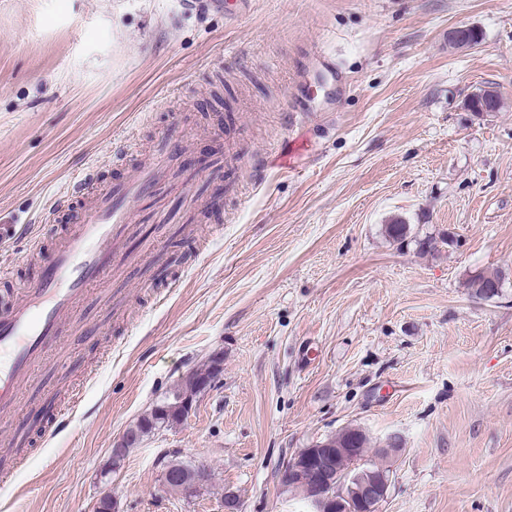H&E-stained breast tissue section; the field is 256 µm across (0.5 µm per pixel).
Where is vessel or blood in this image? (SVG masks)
Here are the masks:
<instances>
[{"mask_svg":"<svg viewBox=\"0 0 512 512\" xmlns=\"http://www.w3.org/2000/svg\"><path fill=\"white\" fill-rule=\"evenodd\" d=\"M174 150L171 137H160L152 152L139 160L133 177L98 193L93 190L97 162L88 159L73 190L93 193L92 206L56 238L38 284L0 302V416L15 411L20 388L45 360L46 346L57 337L60 323L91 288L107 285L113 269L126 262L123 242L131 204L155 191Z\"/></svg>","mask_w":512,"mask_h":512,"instance_id":"vessel-or-blood-1","label":"vessel or blood"}]
</instances>
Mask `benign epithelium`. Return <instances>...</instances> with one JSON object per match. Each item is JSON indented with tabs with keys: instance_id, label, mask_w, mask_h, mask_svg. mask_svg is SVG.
I'll use <instances>...</instances> for the list:
<instances>
[{
	"instance_id": "1",
	"label": "benign epithelium",
	"mask_w": 512,
	"mask_h": 512,
	"mask_svg": "<svg viewBox=\"0 0 512 512\" xmlns=\"http://www.w3.org/2000/svg\"><path fill=\"white\" fill-rule=\"evenodd\" d=\"M356 453L357 449L342 448L330 437L319 448H304L285 459L279 480L301 485L313 512H378L388 487L383 468L366 469L356 477L341 466L331 471L332 460Z\"/></svg>"
}]
</instances>
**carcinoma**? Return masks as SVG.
<instances>
[{
    "mask_svg": "<svg viewBox=\"0 0 512 512\" xmlns=\"http://www.w3.org/2000/svg\"><path fill=\"white\" fill-rule=\"evenodd\" d=\"M464 108L478 116H487L501 110L502 100L494 88L484 86L477 89L464 101ZM503 281L504 278L498 273L476 272L469 276L465 288L475 298L490 299L499 296L502 292ZM221 365V359L212 357L208 363L188 373L172 396L157 405L150 414L142 416L136 426L127 431L128 439L122 448L114 451V461H119L127 449L138 444L142 437L153 433L164 424L179 422L186 412L183 400H192L199 394L200 389L208 388V385L215 381L222 372ZM163 478L164 482L180 488L189 495L207 484V481L198 478L193 464L184 462L168 465Z\"/></svg>",
    "mask_w": 512,
    "mask_h": 512,
    "instance_id": "cac0c4a2",
    "label": "carcinoma"
}]
</instances>
